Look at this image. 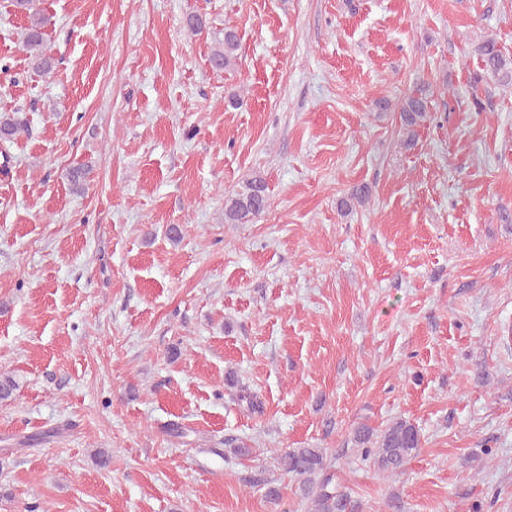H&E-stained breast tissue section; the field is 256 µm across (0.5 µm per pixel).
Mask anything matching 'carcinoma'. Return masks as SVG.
Returning <instances> with one entry per match:
<instances>
[{"label": "carcinoma", "instance_id": "carcinoma-1", "mask_svg": "<svg viewBox=\"0 0 512 512\" xmlns=\"http://www.w3.org/2000/svg\"><path fill=\"white\" fill-rule=\"evenodd\" d=\"M13 6L28 17V24L22 32V43L34 60L35 69L49 74L54 67L53 58L46 54L45 17L32 11L33 0H12ZM237 37L231 30L224 31V41L214 48L210 56L213 69L229 68L235 59ZM475 52L479 58L482 76L495 78L504 86L512 85V56L505 53L493 38L481 40ZM401 120L408 132L425 122L428 113L426 90L418 88L400 103ZM26 128L20 112L0 113V140L10 142ZM369 200V189L360 187L349 197L340 201V211L349 214L355 205H364ZM268 207L266 182L255 177L244 189L226 199L224 223L248 224L261 216ZM355 442L363 448L364 459H372L377 469L390 476L402 471L407 461L422 447L419 428L404 418L392 420L378 435L368 427L355 432ZM282 469L299 481L302 499L309 502L308 512H339L343 495L333 485V475L326 472L323 450L320 448H294L278 458Z\"/></svg>", "mask_w": 512, "mask_h": 512}]
</instances>
